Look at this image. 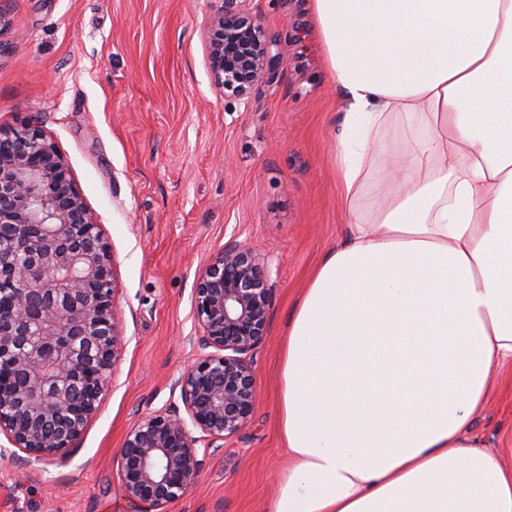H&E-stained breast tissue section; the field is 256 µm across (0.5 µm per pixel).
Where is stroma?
Masks as SVG:
<instances>
[{"label":"stroma","mask_w":512,"mask_h":512,"mask_svg":"<svg viewBox=\"0 0 512 512\" xmlns=\"http://www.w3.org/2000/svg\"><path fill=\"white\" fill-rule=\"evenodd\" d=\"M221 0H6L0 124L35 123L56 143L114 262L128 343L97 416L63 459L0 454V512H142L117 460L137 420L165 406L190 363L191 292L231 237L249 240L274 284L270 333L253 358V421L210 456L167 512H265L287 460L278 357L288 318L347 233L334 136L349 102L330 77L312 0H247L281 63L249 104L211 80L204 42ZM512 460V366L474 422Z\"/></svg>","instance_id":"obj_1"}]
</instances>
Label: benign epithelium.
I'll list each match as a JSON object with an SVG mask.
<instances>
[{"label": "benign epithelium", "instance_id": "benign-epithelium-1", "mask_svg": "<svg viewBox=\"0 0 512 512\" xmlns=\"http://www.w3.org/2000/svg\"><path fill=\"white\" fill-rule=\"evenodd\" d=\"M245 2L222 0L205 38L214 86L246 104L280 56ZM115 293L111 252L55 142L34 125H0V436L13 455L63 458L96 416L126 343ZM271 295L264 258L235 236L196 277L198 335L182 338L196 357L119 453L122 495L146 512L182 499L207 457L250 426Z\"/></svg>", "mask_w": 512, "mask_h": 512}]
</instances>
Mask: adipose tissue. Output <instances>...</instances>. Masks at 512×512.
<instances>
[{
  "label": "adipose tissue",
  "instance_id": "ef3b65f1",
  "mask_svg": "<svg viewBox=\"0 0 512 512\" xmlns=\"http://www.w3.org/2000/svg\"><path fill=\"white\" fill-rule=\"evenodd\" d=\"M313 11L348 228L288 322L266 512H512L473 435L512 362V0Z\"/></svg>",
  "mask_w": 512,
  "mask_h": 512
}]
</instances>
